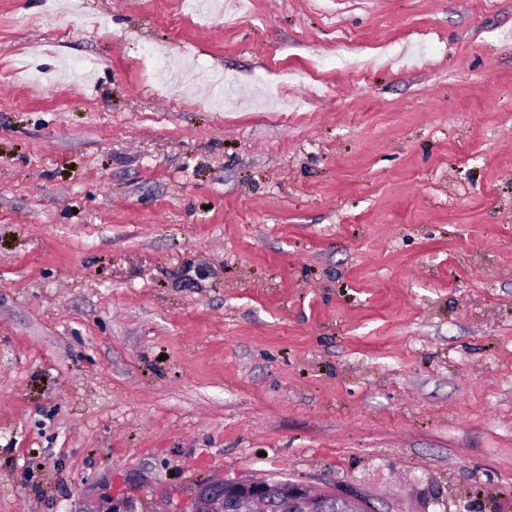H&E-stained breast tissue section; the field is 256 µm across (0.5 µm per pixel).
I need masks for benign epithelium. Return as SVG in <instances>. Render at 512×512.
<instances>
[{
  "label": "benign epithelium",
  "instance_id": "benign-epithelium-1",
  "mask_svg": "<svg viewBox=\"0 0 512 512\" xmlns=\"http://www.w3.org/2000/svg\"><path fill=\"white\" fill-rule=\"evenodd\" d=\"M229 494L235 499L238 512H251L254 502L277 496L299 503L302 512H323L325 500L332 497L339 499L340 512H367L369 509L366 499L355 492L326 490L314 498L302 483L276 486L266 477L245 476L208 481L177 506L176 512H224V498Z\"/></svg>",
  "mask_w": 512,
  "mask_h": 512
}]
</instances>
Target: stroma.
Segmentation results:
<instances>
[{"mask_svg":"<svg viewBox=\"0 0 512 512\" xmlns=\"http://www.w3.org/2000/svg\"><path fill=\"white\" fill-rule=\"evenodd\" d=\"M214 2L0 0V512H512V0ZM229 494H232L235 501L226 497ZM277 496L299 503L303 512H323L325 500L332 497H337L340 501L341 510L338 512L369 511L366 499L355 492L326 490L320 497L314 498L310 496L308 487L302 483L276 486L268 481V477L245 476L208 481L177 506L176 512H234L232 510L236 507L235 502L238 512H251L255 501H268ZM265 510L301 512L296 504L282 500L268 501Z\"/></svg>","mask_w":512,"mask_h":512,"instance_id":"35a3bbf8","label":"stroma"}]
</instances>
